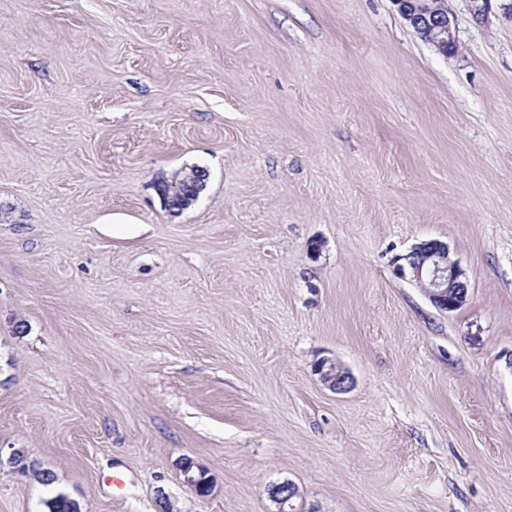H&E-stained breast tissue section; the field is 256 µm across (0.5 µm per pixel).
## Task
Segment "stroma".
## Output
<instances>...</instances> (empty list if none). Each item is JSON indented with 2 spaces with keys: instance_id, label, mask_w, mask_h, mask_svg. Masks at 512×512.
Listing matches in <instances>:
<instances>
[{
  "instance_id": "stroma-1",
  "label": "stroma",
  "mask_w": 512,
  "mask_h": 512,
  "mask_svg": "<svg viewBox=\"0 0 512 512\" xmlns=\"http://www.w3.org/2000/svg\"><path fill=\"white\" fill-rule=\"evenodd\" d=\"M448 7L0 0V512H512V0ZM392 3L421 39L445 56L457 52L456 27L447 0H392ZM175 181H184L187 185V189L185 193L182 194L181 199H178L175 202L171 200V196L167 192V187H169V185L164 186L163 195L167 200L169 207H171L172 205L177 207L186 206L189 204L190 201H192L197 196L198 191L200 190L201 181L199 177L194 175L193 171L183 176L182 178H178V176H176L171 182ZM401 275L410 276L443 311L461 308L469 298V284L458 262L452 259L448 245L439 240H426L398 258ZM324 385L336 392L347 391L353 382L350 372L339 362L331 359L321 360L315 367ZM298 495L294 484L289 481L277 483L269 488V496L278 506V512H295L293 501Z\"/></svg>"
}]
</instances>
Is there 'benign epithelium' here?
Returning <instances> with one entry per match:
<instances>
[{"label":"benign epithelium","mask_w":512,"mask_h":512,"mask_svg":"<svg viewBox=\"0 0 512 512\" xmlns=\"http://www.w3.org/2000/svg\"><path fill=\"white\" fill-rule=\"evenodd\" d=\"M398 12L425 42L445 56L458 50L456 27L448 10L447 0H392ZM187 185L185 193L177 201L163 192L168 205L183 207L198 194L201 181L194 173L182 177ZM401 275H408L428 295L430 301L443 311L461 308L469 298V284L458 262L452 259L448 245L439 240H426L412 247L400 257ZM324 385L336 392L347 391L353 382L350 372L339 362L321 360L315 367ZM298 495L289 481L269 488V496L278 506V512H296L293 501Z\"/></svg>","instance_id":"1"}]
</instances>
